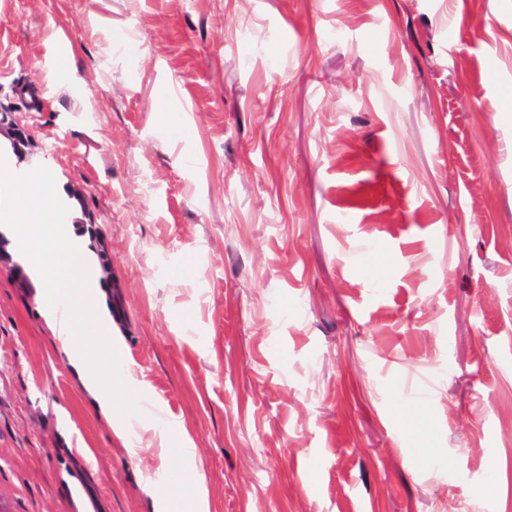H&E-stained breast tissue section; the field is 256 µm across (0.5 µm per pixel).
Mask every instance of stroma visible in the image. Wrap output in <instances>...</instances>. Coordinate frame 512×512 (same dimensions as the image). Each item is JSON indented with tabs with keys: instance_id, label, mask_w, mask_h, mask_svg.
<instances>
[{
	"instance_id": "stroma-1",
	"label": "stroma",
	"mask_w": 512,
	"mask_h": 512,
	"mask_svg": "<svg viewBox=\"0 0 512 512\" xmlns=\"http://www.w3.org/2000/svg\"><path fill=\"white\" fill-rule=\"evenodd\" d=\"M1 117L100 231L146 407L115 439L0 229L13 512L512 501V0H0Z\"/></svg>"
}]
</instances>
